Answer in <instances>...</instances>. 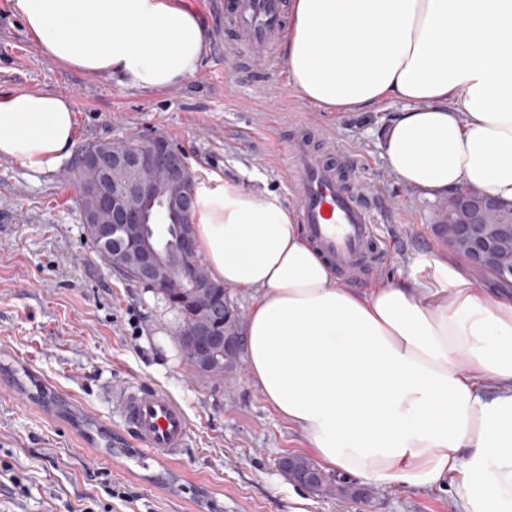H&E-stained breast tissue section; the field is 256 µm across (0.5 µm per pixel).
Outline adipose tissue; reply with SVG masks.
Here are the masks:
<instances>
[{"instance_id":"obj_1","label":"adipose tissue","mask_w":512,"mask_h":512,"mask_svg":"<svg viewBox=\"0 0 512 512\" xmlns=\"http://www.w3.org/2000/svg\"><path fill=\"white\" fill-rule=\"evenodd\" d=\"M45 57L136 91L196 74L208 47L179 0H7ZM296 93L332 112L404 107L380 147L427 198L512 202V0H290ZM71 97L0 96V159L68 160ZM195 241L212 276L252 288L250 378L323 467L379 485L454 483L461 512H512V299L455 271L368 288L337 282L279 197L196 183Z\"/></svg>"}]
</instances>
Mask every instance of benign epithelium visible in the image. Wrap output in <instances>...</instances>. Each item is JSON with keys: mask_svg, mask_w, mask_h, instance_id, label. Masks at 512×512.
Masks as SVG:
<instances>
[{"mask_svg": "<svg viewBox=\"0 0 512 512\" xmlns=\"http://www.w3.org/2000/svg\"><path fill=\"white\" fill-rule=\"evenodd\" d=\"M147 150H130L119 142L85 146L79 161L90 177L85 193L92 208L82 212L94 239L109 246L114 237L126 242L122 259L131 265L136 278L150 288H166L172 282L187 285L200 301L209 299L210 283L192 263L196 253L194 236L183 229L176 248L163 251L152 236L151 225L158 217L157 205L181 213L185 224L192 223L195 180L183 153L167 138L151 137ZM455 200L472 212L467 224H437L438 236L461 257L473 277L493 278L512 285V224H487L484 215L512 208L491 195L471 196L461 192ZM182 356L194 365L210 361L219 352L224 365L240 362L242 336L237 331L215 335L202 324L178 338Z\"/></svg>", "mask_w": 512, "mask_h": 512, "instance_id": "benign-epithelium-1", "label": "benign epithelium"}]
</instances>
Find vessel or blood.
I'll list each match as a JSON object with an SVG mask.
<instances>
[{
	"mask_svg": "<svg viewBox=\"0 0 512 512\" xmlns=\"http://www.w3.org/2000/svg\"><path fill=\"white\" fill-rule=\"evenodd\" d=\"M284 13L285 0H223L218 17L231 26L233 46L271 54L281 40ZM282 169L300 223L337 276L354 278L374 264L377 209L360 160L333 145L317 148L314 135L301 128L283 143ZM112 407L144 452L170 459L184 454L188 419L169 393L128 384L113 389Z\"/></svg>",
	"mask_w": 512,
	"mask_h": 512,
	"instance_id": "b4317fda",
	"label": "vessel or blood"
}]
</instances>
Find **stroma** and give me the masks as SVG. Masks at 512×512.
I'll list each match as a JSON object with an SVG mask.
<instances>
[{
	"label": "stroma",
	"instance_id": "obj_1",
	"mask_svg": "<svg viewBox=\"0 0 512 512\" xmlns=\"http://www.w3.org/2000/svg\"><path fill=\"white\" fill-rule=\"evenodd\" d=\"M199 16L208 51L197 73L149 93L66 68L41 55L20 18L0 0V96L21 89L69 95L76 148L134 135H161L185 155L194 176L277 194L291 204L273 159L282 133L306 121L325 143L354 151L377 189L379 263L355 288L390 277L438 276L466 263L436 235L443 199L402 185L381 155L380 134L403 104L336 113L302 100L283 60L242 78L235 54L218 40L211 0H182ZM70 163L33 173L0 159V512H458L454 486H378L375 500L347 503L288 481L286 455H310L302 432L279 417L247 370L221 381L183 359L178 315L141 283L108 266L82 223ZM30 372L66 405L112 435L92 441L68 417L20 391ZM136 381L173 395L189 421L186 454L139 463L136 445L112 409L113 387ZM133 500L110 497V488Z\"/></svg>",
	"mask_w": 512,
	"mask_h": 512
}]
</instances>
